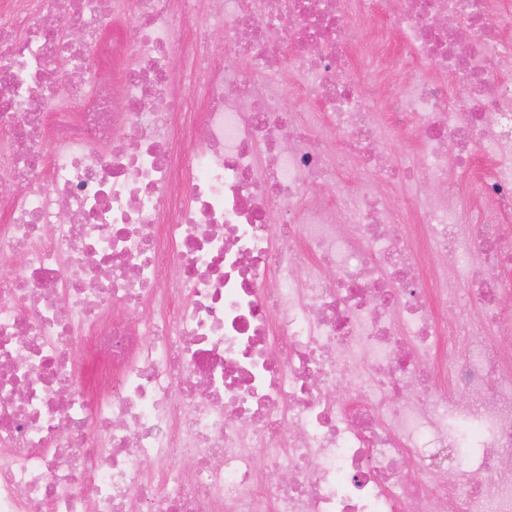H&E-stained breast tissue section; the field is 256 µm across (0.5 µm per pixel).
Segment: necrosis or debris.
<instances>
[{"instance_id": "obj_1", "label": "necrosis or debris", "mask_w": 512, "mask_h": 512, "mask_svg": "<svg viewBox=\"0 0 512 512\" xmlns=\"http://www.w3.org/2000/svg\"><path fill=\"white\" fill-rule=\"evenodd\" d=\"M202 14L222 43L179 36ZM373 16L399 42L362 56ZM495 59L512 0H0V512H512ZM377 86L425 169L391 167ZM342 152L418 186L410 224L374 190L311 197Z\"/></svg>"}]
</instances>
